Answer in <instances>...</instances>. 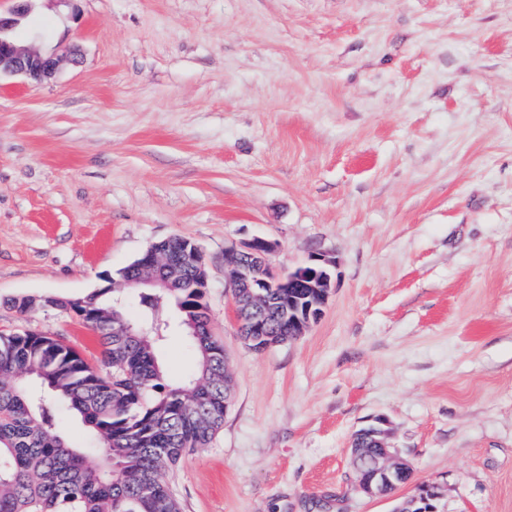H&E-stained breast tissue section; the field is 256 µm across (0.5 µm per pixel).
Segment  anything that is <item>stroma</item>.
Returning <instances> with one entry per match:
<instances>
[{"instance_id": "obj_1", "label": "stroma", "mask_w": 512, "mask_h": 512, "mask_svg": "<svg viewBox=\"0 0 512 512\" xmlns=\"http://www.w3.org/2000/svg\"><path fill=\"white\" fill-rule=\"evenodd\" d=\"M17 33L79 60L0 77V330L96 361L12 299L201 248L234 400L169 474L181 512H394L422 483L512 512V0H36ZM255 237L282 273L336 261L323 317L263 352L224 288ZM157 354L196 368L182 336ZM379 418L413 477L371 499L349 441Z\"/></svg>"}]
</instances>
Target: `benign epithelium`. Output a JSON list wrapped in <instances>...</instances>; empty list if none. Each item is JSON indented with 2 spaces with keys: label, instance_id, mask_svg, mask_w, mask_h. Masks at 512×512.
Listing matches in <instances>:
<instances>
[{
  "label": "benign epithelium",
  "instance_id": "7a95c632",
  "mask_svg": "<svg viewBox=\"0 0 512 512\" xmlns=\"http://www.w3.org/2000/svg\"><path fill=\"white\" fill-rule=\"evenodd\" d=\"M12 2L14 5L8 11H0V75H21L29 82L47 83L54 78L61 57L41 53L14 38L12 30L19 18L28 13L31 0ZM274 250L275 243L260 237L224 250L234 320L245 344L255 351H265L279 344L267 324L271 292H277L284 303L281 311L288 316V337L291 338L304 335L311 324L320 319L331 290L329 266L334 260L318 254L310 263L281 274L269 264ZM136 269L140 275L129 283L152 288H170L176 277L186 275L172 255L152 246L137 258ZM364 434L381 451L371 467L355 469L357 487L368 497H381L382 488L398 485L409 465L397 449L385 443L386 431L381 426H370Z\"/></svg>",
  "mask_w": 512,
  "mask_h": 512
}]
</instances>
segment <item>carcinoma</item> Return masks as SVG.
I'll return each mask as SVG.
<instances>
[{"instance_id":"1","label":"carcinoma","mask_w":512,"mask_h":512,"mask_svg":"<svg viewBox=\"0 0 512 512\" xmlns=\"http://www.w3.org/2000/svg\"><path fill=\"white\" fill-rule=\"evenodd\" d=\"M123 288L74 299L22 297V314L56 309L90 324L101 367L48 333L0 332V512H179L168 472L205 446L224 424V344L213 335L204 289L189 281L152 288L132 323L147 336H115L128 320ZM182 331L197 355L194 373L169 380L158 346ZM64 405L106 449L60 431Z\"/></svg>"}]
</instances>
